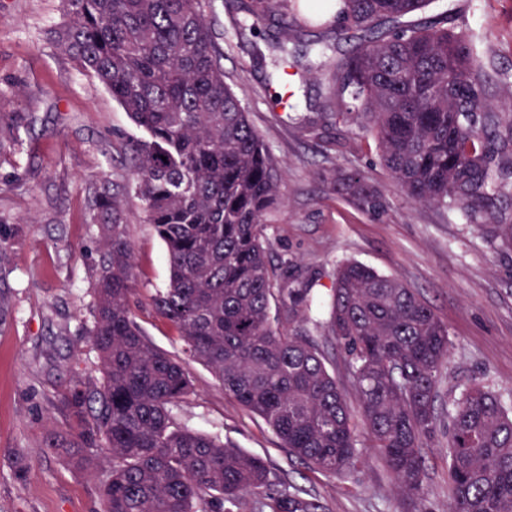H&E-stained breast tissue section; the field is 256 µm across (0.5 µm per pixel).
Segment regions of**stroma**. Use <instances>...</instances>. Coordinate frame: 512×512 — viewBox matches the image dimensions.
I'll return each mask as SVG.
<instances>
[{"instance_id": "stroma-1", "label": "stroma", "mask_w": 512, "mask_h": 512, "mask_svg": "<svg viewBox=\"0 0 512 512\" xmlns=\"http://www.w3.org/2000/svg\"><path fill=\"white\" fill-rule=\"evenodd\" d=\"M224 51L221 63L281 173L284 204L263 226L277 287L310 283L312 311L280 313L281 328L308 331L344 388L360 461L343 479L301 465L264 420L244 410L212 371L188 362L194 392L172 410L184 428L261 457L279 481L319 498L326 512H448V436L439 425L426 442L427 476L418 498L400 492L371 450L343 353L325 336L321 302L337 267L364 263L416 291L447 324L451 341L437 407L447 413L461 386L478 380L512 399V248L491 227L461 213L408 198L379 161L376 142L355 125L331 119L334 67L358 40L344 31L322 54L309 50L320 25L309 26L287 56L269 50L277 23L262 22L239 43L236 0L208 10ZM444 18L463 28L500 76L491 87L498 111H512V0H434L418 21ZM66 20L62 0H0V220L9 233L0 253V512H100V479L54 454L52 434L73 420L64 405L77 379L101 377L84 335L94 311L101 256L92 197L101 180L124 188L125 231L135 260L131 306L147 338L179 360L185 343L156 312L166 287L165 246L144 221L133 190L129 147L141 130L111 94L55 42ZM358 174L373 202L339 191L336 170ZM26 464V479L18 466Z\"/></svg>"}]
</instances>
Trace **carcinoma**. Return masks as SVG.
I'll use <instances>...</instances> for the list:
<instances>
[{
	"mask_svg": "<svg viewBox=\"0 0 512 512\" xmlns=\"http://www.w3.org/2000/svg\"><path fill=\"white\" fill-rule=\"evenodd\" d=\"M59 43L145 132L130 147L145 223L165 243L167 288L156 311L180 333L192 361L261 417L309 469L345 476L360 452L343 390L317 341L273 324L281 290L262 238L282 203L278 169L233 87L207 20L209 0H63ZM298 0H246L238 35L279 18L288 43L305 21ZM432 0H307L310 17L369 35L336 65V116L372 133L404 193L467 223L493 224L512 247V220L491 207L512 179V112L489 102L472 39L442 21L382 31L385 19ZM101 226L95 315L87 336L101 378L77 382L65 403L76 433L50 447L94 476L105 512H325L314 496L278 488L264 461L174 423L193 393L187 364L149 341L131 310L135 261L119 189L96 188ZM308 288L288 290V312L310 307ZM344 353L372 448L399 490L418 497L424 440L437 428L448 327L412 289L356 261L336 270L325 322ZM448 512H512V403L480 383L448 410Z\"/></svg>",
	"mask_w": 512,
	"mask_h": 512,
	"instance_id": "carcinoma-1",
	"label": "carcinoma"
}]
</instances>
